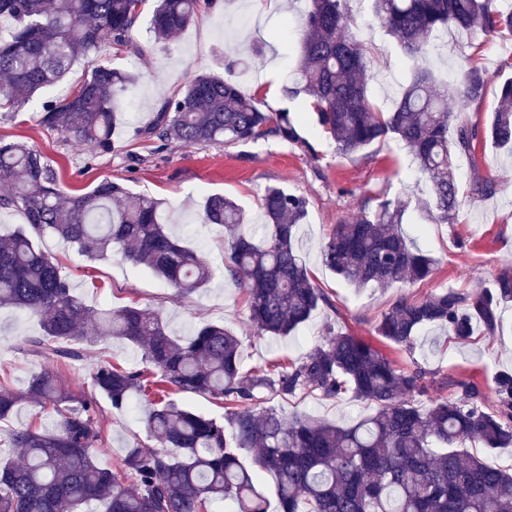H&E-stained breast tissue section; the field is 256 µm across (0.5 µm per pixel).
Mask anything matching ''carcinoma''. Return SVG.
<instances>
[{"label": "carcinoma", "instance_id": "obj_1", "mask_svg": "<svg viewBox=\"0 0 512 512\" xmlns=\"http://www.w3.org/2000/svg\"><path fill=\"white\" fill-rule=\"evenodd\" d=\"M349 0H308L300 60L286 97L304 98L318 125L347 156L390 136L398 138L429 182L417 208L446 223L458 206L453 157L469 154L476 129L460 114L484 95L485 72L469 66L455 84L439 82L427 65L440 34L456 29L489 37L512 31V9L493 0H372L373 13L409 62L399 100L389 111L370 100L369 60L362 43L343 34ZM145 0H0V118L28 105L65 77L72 65L104 43L133 44ZM213 0H158L149 32L166 42L187 28ZM135 79L95 66L62 98L41 104L40 125L60 131L101 155L114 152L112 130ZM456 124L455 137L448 129ZM164 146L172 141L214 143L275 135L305 143L288 110L264 112L231 77L197 75L164 99L154 121L136 130ZM500 148H512V80L499 89L489 130ZM0 210L24 224L0 234V308L39 318L42 333L18 349L45 360L72 362L108 337L140 348L146 367L101 361L76 395L44 368L25 394L0 385V422L22 398L52 408L46 430L14 429L0 436V512H208L230 501L235 512H268L260 483L274 478L279 512H512V473L469 452L512 447V369L500 370L489 391L474 382L438 380L416 367L404 371L370 342L338 332L275 375L245 373L241 341L222 325L205 324L186 340L169 334L149 308L92 309L72 294L68 275L38 241L53 236L90 261L120 256L143 266L189 296L210 282L211 269L162 222L161 203L105 180L69 193L37 149L0 139ZM405 202L386 201L336 228L322 250L324 266L356 288H409L428 279L437 260L409 240L399 224ZM308 202L281 187L267 189L263 220L247 224L238 204L208 197L200 224L224 228L228 268L246 277L248 319L258 336H287L329 299L311 279L294 246ZM512 304V270L491 288L464 294L441 289L422 298L402 294L381 314L376 335L412 351L421 332L440 329L460 341L479 322L489 333ZM449 386L460 396L428 397ZM317 393L364 402L372 412L349 425L306 413L286 418L257 408L258 393ZM202 394L224 401V415H205L172 395ZM157 447L135 440L121 467H100L94 450L102 433L98 397L112 409H130L135 395ZM427 397L423 403L420 397Z\"/></svg>", "mask_w": 512, "mask_h": 512}]
</instances>
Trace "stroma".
<instances>
[{"label":"stroma","mask_w":512,"mask_h":512,"mask_svg":"<svg viewBox=\"0 0 512 512\" xmlns=\"http://www.w3.org/2000/svg\"><path fill=\"white\" fill-rule=\"evenodd\" d=\"M224 9L211 14L208 23L193 21L167 44L150 41L149 21L156 0H146L134 37L148 50L139 55L128 48L103 46L99 52L74 64L44 98L67 94L88 71L100 63L136 76L117 124L112 154L101 156L88 145H78L65 134L39 125V102H31L14 118L0 119V138L34 147L56 168L69 192H84L102 180L124 183L132 192L150 196L162 204L170 230L196 250L212 269L211 283L188 297L174 290L142 267L120 258L91 263L58 239L41 240L42 249L56 256L69 274L73 293L93 308L135 304L160 310L168 332L177 338L191 336L205 323L224 325L242 342L244 369L275 370L304 357L329 331L375 340L374 327L382 312L401 293L400 288H352L330 272L321 260V249L336 224L361 212H374L384 200L403 199L407 187L426 192L427 187L403 148L394 139L375 144L362 153L340 156L332 139L324 134L310 112L299 111L298 100L283 94L267 97L262 90L269 74L286 84L296 68L300 52L301 15L306 0H266L263 13H254L249 0H223ZM351 22L347 35L358 39L372 61L370 92L381 109L392 108L408 76V66L396 40L381 27L371 0H349ZM262 44L260 54L249 55L247 68L236 71L239 90L267 112L288 110L304 139L292 144L275 136L248 142L221 144L171 142L164 148L136 138V128L151 121L163 99L176 93L189 76L224 73L227 50L245 51ZM428 61L441 80L459 76L468 65L481 67L487 78L480 101L473 103L462 120L480 131L475 152L454 158L459 207L450 224H436L423 212L408 210L401 230L436 258L432 275L415 296L441 288L470 293L492 287L499 272L512 268V152L498 148L483 132L497 105L500 85L512 79V32L483 39L452 30L436 40ZM492 182L491 195L474 196V178ZM278 186L303 195L308 213L300 226L295 247L314 282L329 297L308 323L287 337L259 336L248 320L247 294L225 267L224 230L199 224L194 215L205 199L222 194L234 199L249 222L261 220L262 197ZM41 332L37 317L14 309H0V381L24 392L33 373L46 367L44 359L17 349L19 339ZM381 351L402 369L420 367L452 380H474L488 387L502 368H512V306L504 310L495 333L476 326L468 341L446 332H425L414 353L388 344ZM140 349L120 340L99 343L81 360L55 363L62 383L72 392L85 387L90 369L100 359L126 367L141 364ZM262 406L283 415L299 411L338 424H350L368 414L366 404L345 399H326L315 393L283 398L261 391ZM143 406L127 413L99 402L102 439L96 458L101 466L118 468L133 440L144 446L152 441L145 432Z\"/></svg>","instance_id":"stroma-1"}]
</instances>
